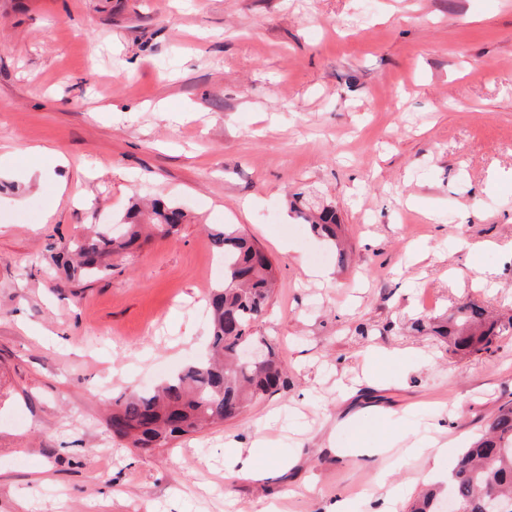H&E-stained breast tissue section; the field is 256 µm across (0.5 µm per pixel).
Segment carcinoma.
Segmentation results:
<instances>
[{"label":"carcinoma","instance_id":"obj_1","mask_svg":"<svg viewBox=\"0 0 512 512\" xmlns=\"http://www.w3.org/2000/svg\"><path fill=\"white\" fill-rule=\"evenodd\" d=\"M132 206L114 236L106 231L73 241L66 248L61 268L68 278H99L108 274L106 258L138 243L144 231L162 238L172 235L186 218L182 209L162 202L140 218ZM311 232L336 249L337 261L346 264L336 211L323 208L300 212ZM215 248L224 256V282L210 299L211 331L207 353L176 371L151 392L122 395L112 402L107 427L112 436L147 453L166 446L175 437L197 432L205 424L222 423L240 414L254 401L285 385L276 345L252 331L265 314L276 285L270 259L245 235L229 225L209 232ZM415 331H430L448 341L454 351L488 352L498 337L512 332V316L502 322L484 308L464 303L450 315L425 324L418 319ZM243 343L262 346L269 360L261 366L240 357ZM462 512H489L491 498L512 512V401H506L487 422L486 433L457 458L448 475ZM441 484L425 489L409 512H440Z\"/></svg>","mask_w":512,"mask_h":512}]
</instances>
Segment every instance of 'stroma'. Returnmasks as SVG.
Here are the masks:
<instances>
[{"instance_id":"35a3bbf8","label":"stroma","mask_w":512,"mask_h":512,"mask_svg":"<svg viewBox=\"0 0 512 512\" xmlns=\"http://www.w3.org/2000/svg\"><path fill=\"white\" fill-rule=\"evenodd\" d=\"M0 155V512H406L512 399V335L463 355L402 331L512 315V0H0ZM156 199L177 233L58 275L63 244ZM324 207L346 267L296 215ZM227 224L275 269L256 328L287 385L126 448L113 399L207 348ZM257 447L271 476L225 483Z\"/></svg>"}]
</instances>
